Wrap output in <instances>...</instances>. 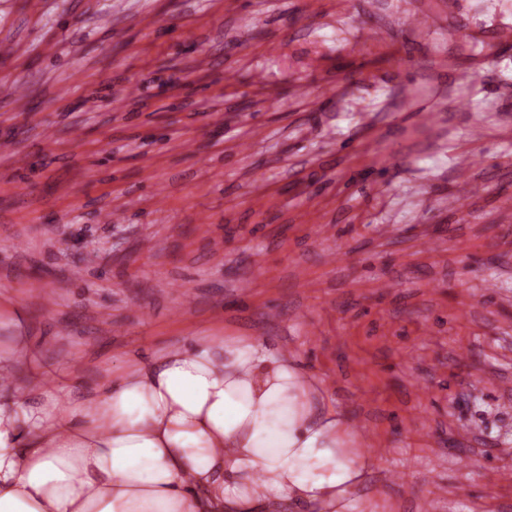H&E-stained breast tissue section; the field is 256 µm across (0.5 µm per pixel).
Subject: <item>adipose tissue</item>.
Returning a JSON list of instances; mask_svg holds the SVG:
<instances>
[{
    "instance_id": "adipose-tissue-1",
    "label": "adipose tissue",
    "mask_w": 512,
    "mask_h": 512,
    "mask_svg": "<svg viewBox=\"0 0 512 512\" xmlns=\"http://www.w3.org/2000/svg\"><path fill=\"white\" fill-rule=\"evenodd\" d=\"M255 339L128 355L60 405L28 337L0 352V512H347L365 463L351 427Z\"/></svg>"
}]
</instances>
